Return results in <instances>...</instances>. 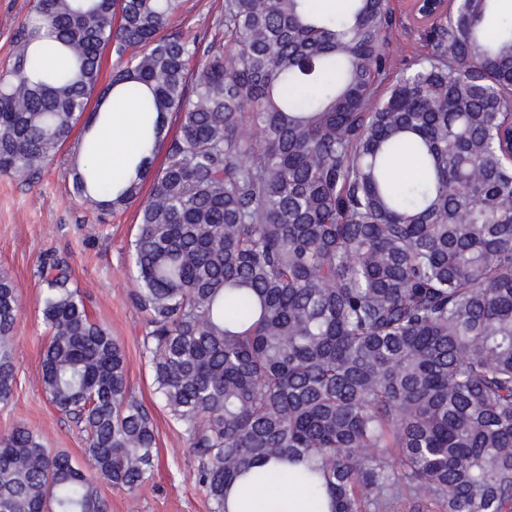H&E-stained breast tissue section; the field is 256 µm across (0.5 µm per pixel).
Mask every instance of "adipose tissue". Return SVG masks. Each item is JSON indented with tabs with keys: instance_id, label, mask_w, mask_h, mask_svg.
I'll return each instance as SVG.
<instances>
[{
	"instance_id": "ef3b65f1",
	"label": "adipose tissue",
	"mask_w": 512,
	"mask_h": 512,
	"mask_svg": "<svg viewBox=\"0 0 512 512\" xmlns=\"http://www.w3.org/2000/svg\"><path fill=\"white\" fill-rule=\"evenodd\" d=\"M105 107L109 119L94 131L95 166L103 181L143 151L139 135L141 115L136 103L114 92L107 98ZM228 512H328V508L312 507L308 489L287 478L274 494L266 492L259 484L238 482L229 494Z\"/></svg>"
}]
</instances>
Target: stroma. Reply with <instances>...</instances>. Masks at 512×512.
<instances>
[{"label": "stroma", "instance_id": "35a3bbf8", "mask_svg": "<svg viewBox=\"0 0 512 512\" xmlns=\"http://www.w3.org/2000/svg\"><path fill=\"white\" fill-rule=\"evenodd\" d=\"M32 0H0V69L17 49V32ZM394 18L390 42L398 64L408 63L425 40V30L408 13L406 0H388ZM70 148L28 183L0 175V273L20 286V312L13 332L16 378L13 396L0 404V436L25 426L42 435L48 447L84 461L85 434L60 412L40 387L41 362L49 336L42 323L41 281L48 258L65 261L72 286L85 297L93 318L107 325L124 345L128 376L136 397L151 413L157 434L158 461L137 498L107 482L98 492L110 512H211L196 481V462L181 430L155 394L142 348L143 314L129 291L134 271L128 244L138 229L136 206L99 212L72 190Z\"/></svg>", "mask_w": 512, "mask_h": 512}]
</instances>
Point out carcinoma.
Listing matches in <instances>:
<instances>
[{"instance_id":"1","label":"carcinoma","mask_w":512,"mask_h":512,"mask_svg":"<svg viewBox=\"0 0 512 512\" xmlns=\"http://www.w3.org/2000/svg\"><path fill=\"white\" fill-rule=\"evenodd\" d=\"M182 4L33 0L0 71V174L39 178L79 126L74 154L93 152L108 94L137 103L144 156L105 182L75 163L72 188L138 204L142 346L212 512L269 459L303 464L331 512H512V18L453 0L392 82L388 0H224L212 40L162 34ZM42 277L41 387L87 465L13 429L0 512H109L95 481L139 492L153 419L67 269ZM19 305L1 274L2 404Z\"/></svg>"}]
</instances>
